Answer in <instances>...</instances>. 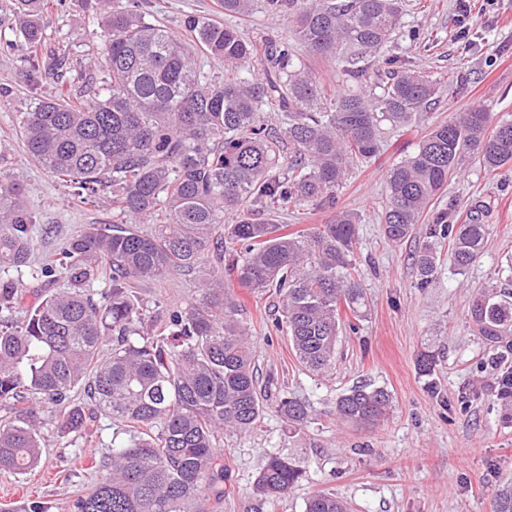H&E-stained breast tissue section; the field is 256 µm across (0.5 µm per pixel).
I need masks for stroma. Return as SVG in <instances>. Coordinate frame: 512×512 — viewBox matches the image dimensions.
Masks as SVG:
<instances>
[{"label":"stroma","instance_id":"1","mask_svg":"<svg viewBox=\"0 0 512 512\" xmlns=\"http://www.w3.org/2000/svg\"><path fill=\"white\" fill-rule=\"evenodd\" d=\"M138 2L176 32L185 16L197 14L224 21L250 41L291 42L332 92L350 87L336 62L312 57L294 41L287 15L241 19L225 15L220 0ZM403 5L404 26L385 55L404 57L436 78H457V87L441 94L419 124L386 131L375 158L352 171L333 202H307L273 215L274 223L295 232L330 223L341 210L358 213L354 260L368 307L358 332L342 331L330 370L314 375L272 326L281 310L274 289L236 288L267 408L253 431L225 433L224 494L210 498L209 512H304L306 500L320 491L347 500L352 512H496L501 498L512 495V403L499 394L512 366L493 363L494 349L475 335L467 317L471 298L483 288L512 289V166L489 173L477 161H466L403 244L385 238L381 219L387 170L414 151L428 127L479 104L494 119H512V0H404ZM46 33L48 49L88 58L95 74H102L100 26L79 0L54 11ZM27 70L23 48L0 55V167L24 183L39 265L85 225L111 223L112 208L103 200L81 203L72 187L25 152L17 113L61 86L50 74L29 81ZM473 211L489 226L483 252L459 274L450 250H443L432 282L421 285L414 255L429 224L445 212L461 223ZM211 266L205 260L165 280L140 284L141 308L149 313L160 305L189 307ZM424 351L435 357L428 376L417 367ZM364 384L392 397L386 417L369 428L334 413L341 394ZM283 394L311 406L312 417L300 434H291L275 409ZM122 431L109 415L98 414L89 434L51 441L37 469L25 475L0 472V512H26L33 502L43 503L47 512H70L75 496L98 477L91 463L108 454L113 435ZM271 453L299 458L306 477L287 497L262 504L252 486Z\"/></svg>","mask_w":512,"mask_h":512}]
</instances>
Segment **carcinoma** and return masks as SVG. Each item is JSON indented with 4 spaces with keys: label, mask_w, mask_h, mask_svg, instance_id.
<instances>
[{
    "label": "carcinoma",
    "mask_w": 512,
    "mask_h": 512,
    "mask_svg": "<svg viewBox=\"0 0 512 512\" xmlns=\"http://www.w3.org/2000/svg\"><path fill=\"white\" fill-rule=\"evenodd\" d=\"M63 0H14L30 79L71 68L64 53L45 50L44 20ZM103 32L101 90L95 74L83 85L39 100L17 115L29 157L51 176L77 188L83 201L108 195L112 225L90 224L69 237L38 276L65 271L68 286L38 292L21 306L19 289L0 283V471L26 474L42 461L44 429L57 437L86 433L95 411L125 427L126 439L96 466L104 474L78 495L70 512H207L209 494L224 480L219 436L249 432L263 412L247 326L227 282L251 291L275 287L281 314L275 329L288 337L299 363L319 374L330 367L342 328L356 331L366 308L353 275L355 224L342 211L302 234L246 214L234 224L224 213L249 202L268 209L330 200L355 162L374 157L382 127L420 120L443 90L441 81L386 60L384 79L367 93L329 96L288 43L264 50L239 32L188 15L186 40L146 18L137 3L82 0ZM227 15L256 7L286 12L294 37L321 58L342 63L359 80L402 26V0H222ZM264 53L266 68L239 71ZM203 55L224 62V81L209 78ZM273 101L281 130L260 123L259 102ZM475 106L432 127L386 179L382 223L392 243L407 240L429 203L469 155L489 171L512 165V120L490 126ZM151 224L142 232L136 218ZM488 225L440 217L430 225L415 264L421 284L437 271L439 248L451 245L454 267L466 270L484 247ZM32 213L18 175L0 169V268L31 265ZM216 265L199 300L188 309L141 312L139 283L160 281L201 263ZM110 271V295L100 305L85 293ZM351 314L342 318L341 312ZM468 317L498 353L512 355V290L477 293ZM83 391L92 408L75 402ZM391 395L356 387L338 397L336 416L361 427L384 417ZM277 411L297 433L310 405L283 395ZM300 461L268 455L252 488L266 502L302 481ZM305 512H350L347 502L318 492Z\"/></svg>",
    "instance_id": "obj_1"
}]
</instances>
